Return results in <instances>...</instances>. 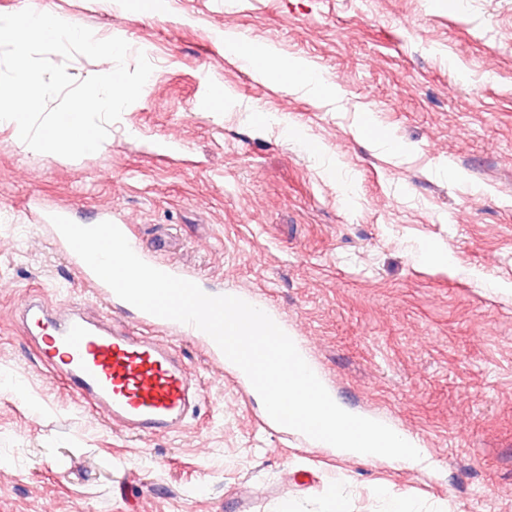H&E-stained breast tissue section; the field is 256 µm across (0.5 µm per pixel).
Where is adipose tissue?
<instances>
[{
  "label": "adipose tissue",
  "instance_id": "ef3b65f1",
  "mask_svg": "<svg viewBox=\"0 0 512 512\" xmlns=\"http://www.w3.org/2000/svg\"><path fill=\"white\" fill-rule=\"evenodd\" d=\"M224 48L227 53L254 65L265 76L288 82L289 86L299 87L325 101L338 98L336 89L328 85L322 76L317 75L313 65L304 58H283L273 47L257 51L249 48L240 38H225Z\"/></svg>",
  "mask_w": 512,
  "mask_h": 512
}]
</instances>
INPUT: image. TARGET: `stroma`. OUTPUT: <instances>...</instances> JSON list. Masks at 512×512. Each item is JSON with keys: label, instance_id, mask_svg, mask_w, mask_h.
<instances>
[{"label": "stroma", "instance_id": "obj_1", "mask_svg": "<svg viewBox=\"0 0 512 512\" xmlns=\"http://www.w3.org/2000/svg\"><path fill=\"white\" fill-rule=\"evenodd\" d=\"M119 37L154 66L102 149L35 153L0 125V512H512V0H0ZM303 57L324 104L224 37ZM293 124L296 140L283 130ZM389 139L407 149L394 158ZM131 228L207 291L270 303L344 409L419 436L357 460L262 424L205 345L185 427L132 437L56 378L22 305L100 317L39 212Z\"/></svg>", "mask_w": 512, "mask_h": 512}]
</instances>
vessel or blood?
I'll list each match as a JSON object with an SVG mask.
<instances>
[{
  "label": "vessel or blood",
  "mask_w": 512,
  "mask_h": 512,
  "mask_svg": "<svg viewBox=\"0 0 512 512\" xmlns=\"http://www.w3.org/2000/svg\"><path fill=\"white\" fill-rule=\"evenodd\" d=\"M135 316L131 329L72 309L53 312L39 299L20 313L41 362L109 424L132 435L177 431L201 386L171 342L154 332L171 328L194 339L203 333L140 310Z\"/></svg>",
  "instance_id": "vessel-or-blood-1"
}]
</instances>
